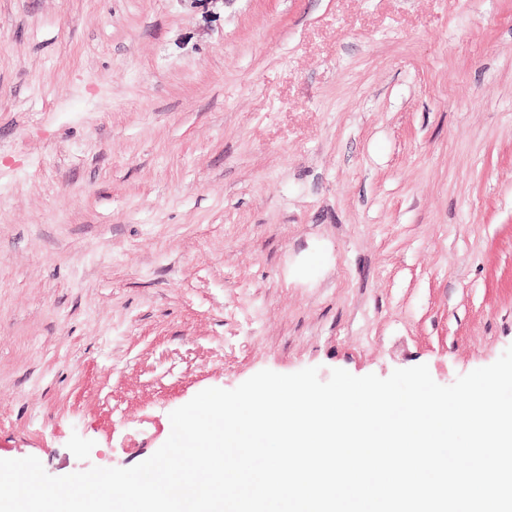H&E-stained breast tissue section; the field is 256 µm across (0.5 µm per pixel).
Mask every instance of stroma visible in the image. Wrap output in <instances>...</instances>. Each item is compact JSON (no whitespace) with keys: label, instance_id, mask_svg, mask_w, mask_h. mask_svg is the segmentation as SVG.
Segmentation results:
<instances>
[{"label":"stroma","instance_id":"1","mask_svg":"<svg viewBox=\"0 0 512 512\" xmlns=\"http://www.w3.org/2000/svg\"><path fill=\"white\" fill-rule=\"evenodd\" d=\"M510 346L512 0H0V459Z\"/></svg>","mask_w":512,"mask_h":512}]
</instances>
